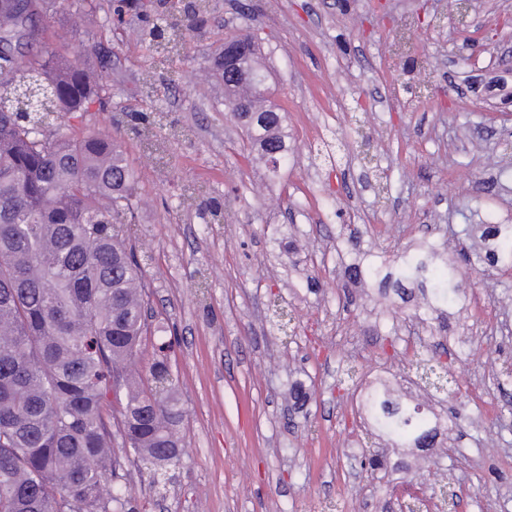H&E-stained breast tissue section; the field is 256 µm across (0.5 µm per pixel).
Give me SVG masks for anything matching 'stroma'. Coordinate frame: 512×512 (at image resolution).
I'll return each instance as SVG.
<instances>
[{
	"label": "stroma",
	"instance_id": "stroma-1",
	"mask_svg": "<svg viewBox=\"0 0 512 512\" xmlns=\"http://www.w3.org/2000/svg\"><path fill=\"white\" fill-rule=\"evenodd\" d=\"M92 39L112 56L103 81L107 111L86 116L121 146L140 199L130 235L151 301L179 340L170 354L186 412L187 450L171 482L128 465L146 512H387L393 489L366 478L362 448L406 474L427 472L430 491L461 493L458 512H512V269L467 273L460 304L422 322L420 289L345 282L342 265L383 248L432 243L458 261L463 223L512 225V0H472L480 28L422 29L413 50L429 85L409 108L392 98L406 74L391 45L399 19L455 0H211L187 52L138 89L151 52L113 23L117 0H94ZM255 32L286 115L288 165L270 179L258 156L243 157L242 127L214 73L225 35ZM493 44L467 61L465 36ZM163 113L168 163L158 167L125 115ZM343 132L334 161L311 141ZM371 140L363 160L358 135ZM196 189L182 202L185 185ZM235 193V221L214 223L211 199ZM448 350V377L462 401L412 381L411 348ZM355 369L359 384L385 381L441 430L440 445L416 456L373 428L360 394L337 395ZM300 382L307 404L291 409Z\"/></svg>",
	"mask_w": 512,
	"mask_h": 512
}]
</instances>
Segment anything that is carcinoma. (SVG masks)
<instances>
[{
    "label": "carcinoma",
    "mask_w": 512,
    "mask_h": 512,
    "mask_svg": "<svg viewBox=\"0 0 512 512\" xmlns=\"http://www.w3.org/2000/svg\"><path fill=\"white\" fill-rule=\"evenodd\" d=\"M155 18L131 13L152 51L139 89L154 93L153 71L169 67L185 43L183 19L198 23L209 0H161ZM56 0H0V512H138L121 455L156 470L179 466L183 410L164 351L145 375L133 369L153 327L146 275L127 238L138 205L136 176L112 139L93 130L62 132L59 120L112 97L98 75L94 47L74 54L50 40L73 28ZM224 93L250 103L258 123L247 139L278 177L287 153L281 112L244 82L224 79ZM133 130L153 152L162 125L142 111ZM490 253L465 254L512 269V225L489 224ZM431 245L392 256L396 292L420 286L432 309L458 304L462 272L433 266ZM356 262L350 282L377 277ZM362 406L404 448H428L431 421L409 410L390 387H371ZM368 477L389 475L376 451L360 460ZM111 492L104 494L105 486Z\"/></svg>",
    "instance_id": "cac0c4a2"
}]
</instances>
